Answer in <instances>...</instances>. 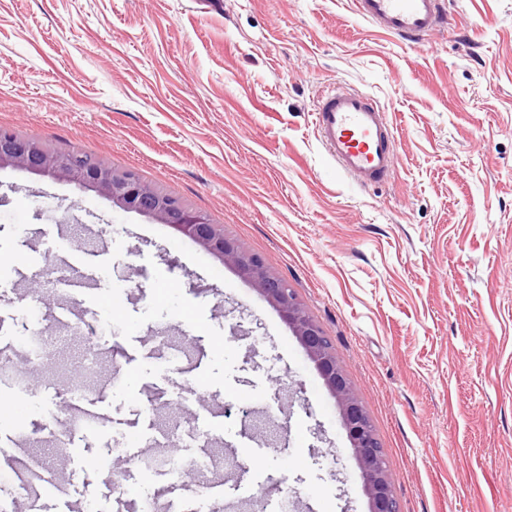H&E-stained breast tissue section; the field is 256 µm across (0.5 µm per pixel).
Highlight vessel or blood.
<instances>
[{
  "label": "vessel or blood",
  "instance_id": "1",
  "mask_svg": "<svg viewBox=\"0 0 512 512\" xmlns=\"http://www.w3.org/2000/svg\"><path fill=\"white\" fill-rule=\"evenodd\" d=\"M353 9L383 33L418 47L450 22L446 0H353ZM313 121L327 155L347 177L366 186L391 177L396 163L393 125L371 95L354 89H330L318 98ZM56 265L73 299L52 315L66 322L78 320L86 286L95 281L98 268L91 261L74 265L66 257L59 258Z\"/></svg>",
  "mask_w": 512,
  "mask_h": 512
}]
</instances>
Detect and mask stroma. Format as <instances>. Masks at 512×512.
Here are the masks:
<instances>
[{
  "instance_id": "obj_1",
  "label": "stroma",
  "mask_w": 512,
  "mask_h": 512,
  "mask_svg": "<svg viewBox=\"0 0 512 512\" xmlns=\"http://www.w3.org/2000/svg\"><path fill=\"white\" fill-rule=\"evenodd\" d=\"M421 47L352 0H0V128L99 155L207 214L288 280L331 341L401 512H512V0H447ZM374 94L397 169L362 187L313 124ZM90 312L51 323L57 256ZM36 267V281L16 272ZM0 440L85 482L45 512H368L335 399L278 310L172 227L0 169ZM103 399L71 427L74 387ZM138 446L128 448V434ZM214 460L206 471L185 459ZM56 265L60 271L61 281L70 288L73 299L69 303L61 304L59 310L53 309L51 315L57 320L76 321L83 312L86 285L96 280L97 265L92 261H86L80 266H75L68 257L59 258Z\"/></svg>"
}]
</instances>
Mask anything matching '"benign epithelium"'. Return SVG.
Wrapping results in <instances>:
<instances>
[{"instance_id":"obj_1","label":"benign epithelium","mask_w":512,"mask_h":512,"mask_svg":"<svg viewBox=\"0 0 512 512\" xmlns=\"http://www.w3.org/2000/svg\"><path fill=\"white\" fill-rule=\"evenodd\" d=\"M4 167L50 176L77 189L93 188L112 201L113 206L167 224L209 253L234 265L241 276L279 310L336 399L352 450L361 465L371 512H400L380 445L357 392L338 364L327 336L297 301L286 279L273 275L258 257L245 252L224 233V225L188 209L176 197L135 174L112 167L100 156L77 160L50 149L35 138L3 132L0 134V169Z\"/></svg>"}]
</instances>
